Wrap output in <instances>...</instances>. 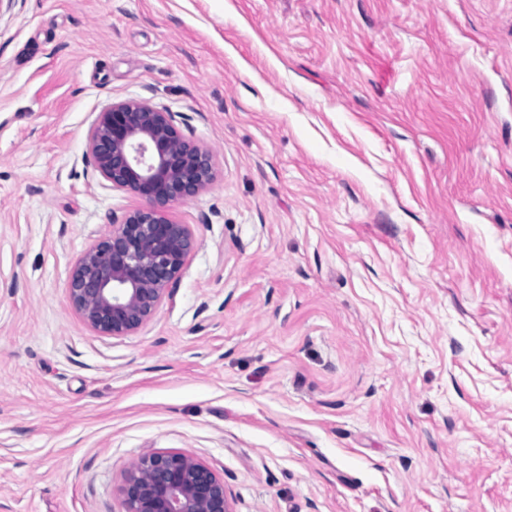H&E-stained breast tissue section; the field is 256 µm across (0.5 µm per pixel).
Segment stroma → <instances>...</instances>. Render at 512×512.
Segmentation results:
<instances>
[{
    "instance_id": "35a3bbf8",
    "label": "stroma",
    "mask_w": 512,
    "mask_h": 512,
    "mask_svg": "<svg viewBox=\"0 0 512 512\" xmlns=\"http://www.w3.org/2000/svg\"><path fill=\"white\" fill-rule=\"evenodd\" d=\"M128 98L215 180L109 336L68 281ZM151 452L229 512H512V0H0V512H124Z\"/></svg>"
}]
</instances>
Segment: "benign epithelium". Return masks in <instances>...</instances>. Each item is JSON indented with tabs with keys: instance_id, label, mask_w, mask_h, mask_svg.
<instances>
[{
	"instance_id": "obj_1",
	"label": "benign epithelium",
	"mask_w": 512,
	"mask_h": 512,
	"mask_svg": "<svg viewBox=\"0 0 512 512\" xmlns=\"http://www.w3.org/2000/svg\"><path fill=\"white\" fill-rule=\"evenodd\" d=\"M88 151L99 176L140 205L77 259L68 296L79 318L103 335L126 336L149 321L197 247L188 224L169 214L214 179L212 153L186 140L172 113L129 98L98 113ZM125 512H228L224 482L177 453H149L128 472Z\"/></svg>"
}]
</instances>
